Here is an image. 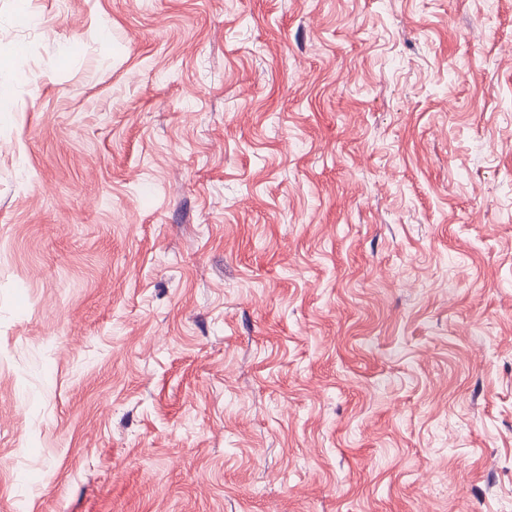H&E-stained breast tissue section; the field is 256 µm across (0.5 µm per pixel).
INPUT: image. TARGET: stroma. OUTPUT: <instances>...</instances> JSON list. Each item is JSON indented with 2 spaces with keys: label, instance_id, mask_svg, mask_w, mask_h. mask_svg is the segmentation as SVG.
Wrapping results in <instances>:
<instances>
[{
  "label": "stroma",
  "instance_id": "1",
  "mask_svg": "<svg viewBox=\"0 0 512 512\" xmlns=\"http://www.w3.org/2000/svg\"><path fill=\"white\" fill-rule=\"evenodd\" d=\"M0 62V512H512V0H0Z\"/></svg>",
  "mask_w": 512,
  "mask_h": 512
}]
</instances>
